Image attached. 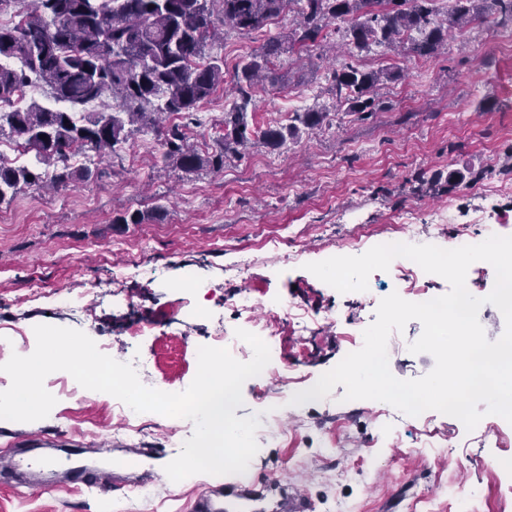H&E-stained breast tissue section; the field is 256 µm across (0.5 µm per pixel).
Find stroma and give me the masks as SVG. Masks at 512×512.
<instances>
[{
	"label": "stroma",
	"instance_id": "obj_1",
	"mask_svg": "<svg viewBox=\"0 0 512 512\" xmlns=\"http://www.w3.org/2000/svg\"><path fill=\"white\" fill-rule=\"evenodd\" d=\"M291 19L286 12L262 28L227 33L207 53L222 58L224 76L232 78L238 63L287 31ZM337 42L331 26L311 53L281 55L276 69L284 82L258 87L249 114L250 126L261 129L313 108L325 114L314 134L275 150L255 139L223 169L182 174L159 162L163 134L154 128L124 144L118 160L95 159L92 180L55 192L30 188L0 205V336L23 355L36 344L35 325L77 329L108 345L116 360L155 356L151 381L186 387L198 349L211 345L216 327L239 325L231 301L250 288L298 306L307 321L303 329L289 321L281 327L284 357L296 364L287 379L242 387L236 417L263 403L274 407L284 432L260 445L250 468L255 480L279 477L302 488L311 512H424L416 505L424 497L434 499L435 512H453L450 489L471 485L482 489L485 512H512V484L481 467L512 456V425L498 416H485L470 432L433 410L390 426L382 403L344 400L341 385L328 405L298 411L289 402L358 350L376 319V300L395 292L413 301L420 286L408 270L375 271L368 304L357 293L322 287L308 263L357 256L407 234L447 249L458 231H477L482 209L512 236V173L501 169L512 151V23L489 16L435 58L395 57L377 47L361 53L363 68L402 70L380 88V108L369 116L330 91ZM232 101L224 85L197 108L186 134L200 152H218ZM452 171L463 175L453 185ZM136 211L148 221L122 223ZM34 280L42 286L36 298ZM61 289L81 298L79 309H60ZM134 323L145 335L129 334ZM421 333V323L410 321L389 345L394 377L416 379L433 369L430 354L407 350ZM50 392L57 403L47 418L0 420V455L39 433L49 446L33 456L49 470H62L66 448L99 465L123 456L111 395L89 390L74 401L58 387ZM172 427L177 444L194 431L190 420L161 416L139 438L152 451L143 461L157 478L151 500L121 487L87 492L64 482L34 491L0 479V512H190L215 480L197 474L170 481L164 467L178 451L164 432ZM433 444L443 455L430 452Z\"/></svg>",
	"mask_w": 512,
	"mask_h": 512
}]
</instances>
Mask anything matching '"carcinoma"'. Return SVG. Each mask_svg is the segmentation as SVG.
Wrapping results in <instances>:
<instances>
[{"mask_svg":"<svg viewBox=\"0 0 512 512\" xmlns=\"http://www.w3.org/2000/svg\"><path fill=\"white\" fill-rule=\"evenodd\" d=\"M28 12L20 23L0 27V58L18 57L21 68L0 66V98L14 95L37 79L51 95L65 102L53 110L33 101L0 113V136L21 139L37 161L53 168L51 178L28 165L0 164V204L23 188L56 190L94 172L74 171L62 159L73 147L100 156L117 155L144 128L157 126L164 113L193 117V110L224 84V62L203 63L206 48L227 30L250 32L285 11L296 13L286 34L270 37L263 48L242 62L232 78V107L224 112L219 153L201 154L183 129H166L161 142L163 164L185 173L203 167L221 168L250 142L249 108L254 90L278 82L274 60L299 46L309 51L324 38L332 21L350 51L383 47L398 55L432 57L459 32L493 11L512 22V0H448L440 17L437 0H25ZM401 77L395 67L362 70L349 63L331 74L336 101L354 112L372 114L377 90ZM115 102L110 113L88 111L104 97ZM324 113L294 112L292 123L270 126L260 137L271 149L299 136L301 128L320 126Z\"/></svg>","mask_w":512,"mask_h":512,"instance_id":"obj_1","label":"carcinoma"}]
</instances>
